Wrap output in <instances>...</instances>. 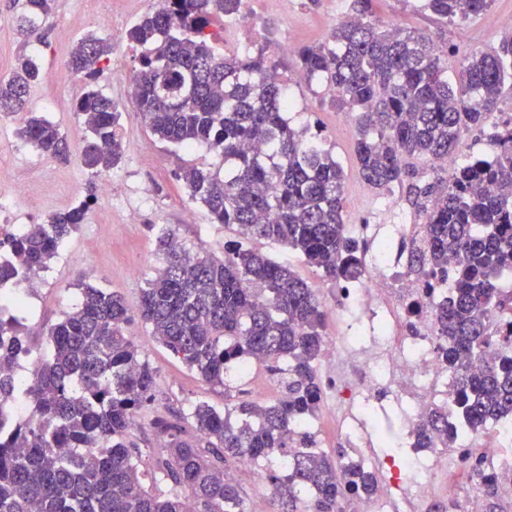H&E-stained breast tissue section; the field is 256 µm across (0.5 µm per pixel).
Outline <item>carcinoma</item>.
<instances>
[{
	"mask_svg": "<svg viewBox=\"0 0 512 512\" xmlns=\"http://www.w3.org/2000/svg\"><path fill=\"white\" fill-rule=\"evenodd\" d=\"M55 0H23L18 26L26 41L42 39L40 20ZM376 0H354V14L327 44L304 47L297 71L323 79L357 114L356 158L364 181L377 190L411 177L404 158L432 162L454 155L461 136L484 127L512 86V37L492 52L472 50L460 59L454 82L441 66L445 51L404 28L382 30ZM492 0H423L441 19L480 14ZM239 19V0H164L127 31L144 48L136 60L134 100L152 135L186 150L205 147L224 158V170L180 169L188 197L227 227L293 250L329 281L359 277V247L343 222V169L285 116L290 101L266 49L226 54L211 26ZM111 44L89 33L67 66L87 91L76 110L90 132L81 151L98 175L123 158L122 112L100 93L96 80ZM44 73L38 59L18 55L0 77V112L23 109ZM25 143L66 158L59 128L30 114L19 128ZM264 144L254 153L247 144ZM494 151L457 165L448 181L409 184L425 211L427 250L410 255V270L451 268L454 288L438 315L448 339V369L455 373L450 406L430 408L415 426L416 447L455 443L466 430L485 429L512 415V353H497L485 369L467 363L497 343L490 324L512 313V291L496 280L512 274V127L493 135ZM90 202L53 213L19 235L0 240V291L29 281L47 267L62 242L83 223ZM160 269L141 289L139 317L157 342L204 381L224 384L235 365L270 363L280 375L279 397L260 403L206 401L175 422H155L163 446L154 460L159 482L147 486L143 449L133 439L138 411L152 401L156 371L126 334L129 309L109 289L84 285L73 310L49 329V350L22 386L13 367L31 352L23 320L0 316V402H26L15 418L0 406V512H247L228 466L256 464L277 454V470L263 469L278 512H345L351 496L371 497L378 476L345 449L330 458L318 448L311 419L322 402L316 362L327 343V313L314 289L290 265L245 248L224 246V258L189 257L175 232L156 229ZM198 438H185L184 425ZM485 512H498L496 480L481 462L470 467ZM186 487L183 497L175 487Z\"/></svg>",
	"mask_w": 512,
	"mask_h": 512,
	"instance_id": "carcinoma-1",
	"label": "carcinoma"
}]
</instances>
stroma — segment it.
<instances>
[{
    "mask_svg": "<svg viewBox=\"0 0 512 512\" xmlns=\"http://www.w3.org/2000/svg\"><path fill=\"white\" fill-rule=\"evenodd\" d=\"M351 4L352 0H318L314 5L309 0H282L269 6L260 0L252 13L230 24L233 38L223 49L230 52L242 43L271 48L286 80L292 126L307 128L344 170L345 223L361 224L377 215L386 224H421L426 216L412 205L407 186L382 192L362 180L355 154L360 129L354 113L341 107L336 97L324 94L323 82L295 77L299 50L327 42L341 17L351 15ZM154 7L155 0H55L52 13L42 22V42L26 45L15 27L19 11L15 0H0V75L11 72L20 52L39 56L45 78L31 87L27 108L52 120L70 148L68 162H59L17 138L22 115L0 117V184L8 183L17 170H28L36 206L35 212H19L18 223L44 222L48 215L85 199L88 189L100 187L103 180L119 187L117 194L97 196L86 221L35 280L23 311L27 340L33 351L46 350L49 327L61 321L81 298L79 280L124 296L133 317L126 332L157 372L153 399L141 410L133 432L148 454L142 466L146 473L152 470L151 455L158 451L151 427L154 419L187 411L199 400L220 408L229 394L269 401L267 389L272 378L266 366L258 365L252 377L230 378L224 387L209 384L160 345L150 327L137 317L140 290L160 263L153 225H171L180 242L202 256L223 257L225 242L237 237L231 228L213 223L207 209L191 201L176 178L178 169L185 166L204 163L220 167L221 157L203 148L190 152L156 141L133 106L137 50L128 44L126 32ZM492 13L512 15V0H493L488 13L448 21L424 9L422 0H378L375 6L381 26L414 30L445 49L441 64L449 72L456 68L459 55L493 50L504 36L512 34L506 27H489ZM91 31L111 43L110 64L121 70L116 77L102 75L96 82L97 89L123 112L124 156L119 167L102 178L92 175L81 162L80 149L88 130L73 104L83 95L85 83L65 65L79 39ZM135 202L141 205L140 220L131 224L127 209ZM248 245L290 264L314 288L324 310L329 314L335 311L336 283L324 280L292 250L260 239L249 240Z\"/></svg>",
    "mask_w": 512,
    "mask_h": 512,
    "instance_id": "35a3bbf8",
    "label": "stroma"
}]
</instances>
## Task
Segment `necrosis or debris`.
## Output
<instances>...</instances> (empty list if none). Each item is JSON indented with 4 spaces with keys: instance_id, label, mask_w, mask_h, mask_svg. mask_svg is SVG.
Masks as SVG:
<instances>
[{
    "instance_id": "obj_1",
    "label": "necrosis or debris",
    "mask_w": 512,
    "mask_h": 512,
    "mask_svg": "<svg viewBox=\"0 0 512 512\" xmlns=\"http://www.w3.org/2000/svg\"><path fill=\"white\" fill-rule=\"evenodd\" d=\"M351 236L365 242L363 276L338 288L336 340L324 352V389L329 415L350 445L364 449L381 391L402 409L393 433L404 453L386 495L439 494L455 484L465 459L482 461L501 479V494L512 501V416L487 432L464 437L452 448L412 452L411 431L429 408L448 402L452 373L438 353L436 315L453 283L445 274L423 276L408 268L409 246L422 235L418 224H352ZM369 329L370 347L356 360L350 332Z\"/></svg>"
}]
</instances>
